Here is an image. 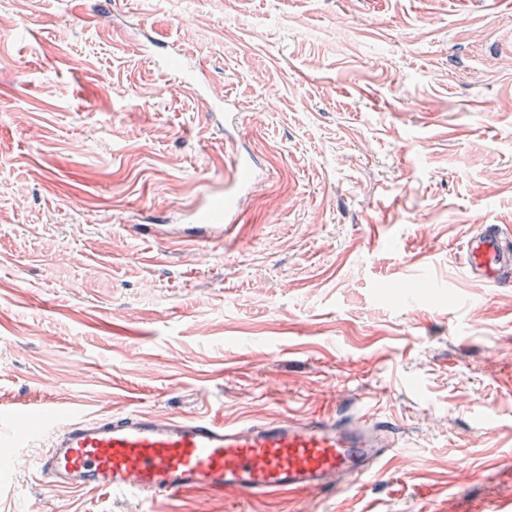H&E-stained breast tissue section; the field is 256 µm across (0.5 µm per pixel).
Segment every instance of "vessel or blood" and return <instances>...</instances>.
Instances as JSON below:
<instances>
[{"mask_svg": "<svg viewBox=\"0 0 512 512\" xmlns=\"http://www.w3.org/2000/svg\"><path fill=\"white\" fill-rule=\"evenodd\" d=\"M250 159L232 157L224 180L195 203L196 221H209L223 207L225 223L236 216V197L254 185ZM512 268L499 225H487L466 242L464 272L492 285ZM51 451L36 468L54 487L87 488L131 495L162 504L204 489L247 500L279 494L322 496L341 480L373 477L376 466L401 446L369 415L346 421L326 414L307 418L268 417L235 425L212 414H159L134 410L115 416L51 422ZM33 433L0 440L11 458L27 463Z\"/></svg>", "mask_w": 512, "mask_h": 512, "instance_id": "vessel-or-blood-1", "label": "vessel or blood"}]
</instances>
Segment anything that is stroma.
Wrapping results in <instances>:
<instances>
[{
    "label": "stroma",
    "mask_w": 512,
    "mask_h": 512,
    "mask_svg": "<svg viewBox=\"0 0 512 512\" xmlns=\"http://www.w3.org/2000/svg\"><path fill=\"white\" fill-rule=\"evenodd\" d=\"M205 17L210 35L193 40ZM0 435L48 416L367 413L407 444L323 500L162 512H512V0H0ZM234 229L181 247L231 149ZM0 512H146L0 455ZM505 268H512V253L506 248L499 225H487L484 231L469 237L463 263L468 276L499 285L503 282Z\"/></svg>",
    "instance_id": "1"
}]
</instances>
